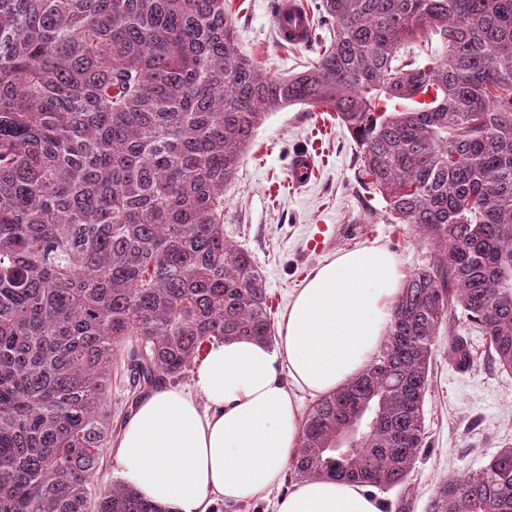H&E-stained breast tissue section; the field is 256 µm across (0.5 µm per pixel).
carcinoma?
<instances>
[{
	"label": "carcinoma",
	"mask_w": 512,
	"mask_h": 512,
	"mask_svg": "<svg viewBox=\"0 0 512 512\" xmlns=\"http://www.w3.org/2000/svg\"><path fill=\"white\" fill-rule=\"evenodd\" d=\"M329 44L268 76L226 0H0V512H165L91 487L130 408L214 341L273 342L266 282L224 237V186L268 113L322 105L362 175L436 246L404 283L379 353L320 397L289 470L407 483L448 325L512 374V0H320ZM437 41L424 61L401 46ZM428 512H512V446L449 476Z\"/></svg>",
	"instance_id": "1"
}]
</instances>
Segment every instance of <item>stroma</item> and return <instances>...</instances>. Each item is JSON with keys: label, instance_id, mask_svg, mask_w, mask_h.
Segmentation results:
<instances>
[{"label": "stroma", "instance_id": "1", "mask_svg": "<svg viewBox=\"0 0 512 512\" xmlns=\"http://www.w3.org/2000/svg\"><path fill=\"white\" fill-rule=\"evenodd\" d=\"M242 52L269 75L285 77L317 56L280 42L272 0H229ZM313 156L306 184L291 181L293 154ZM359 149L332 112L293 105L270 113L247 148L237 179L224 190V232L253 256L268 285L273 323L318 265L336 252L374 242L386 245L404 274L428 264L431 243L409 225L390 223L383 199L365 191ZM470 337L478 362L461 371L448 361V334L436 338L424 402L425 443L406 487L380 490L386 512H426L437 481L476 471L503 445L512 446V375L485 355V340Z\"/></svg>", "mask_w": 512, "mask_h": 512}]
</instances>
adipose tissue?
Listing matches in <instances>:
<instances>
[{
    "label": "adipose tissue",
    "instance_id": "1",
    "mask_svg": "<svg viewBox=\"0 0 512 512\" xmlns=\"http://www.w3.org/2000/svg\"><path fill=\"white\" fill-rule=\"evenodd\" d=\"M404 275L373 243L324 262L293 297L268 344H210L187 387L145 396L117 443L122 479L167 512H212L261 498L283 479L301 426L293 389L335 391L380 349ZM277 512H383L369 486L298 481Z\"/></svg>",
    "mask_w": 512,
    "mask_h": 512
}]
</instances>
